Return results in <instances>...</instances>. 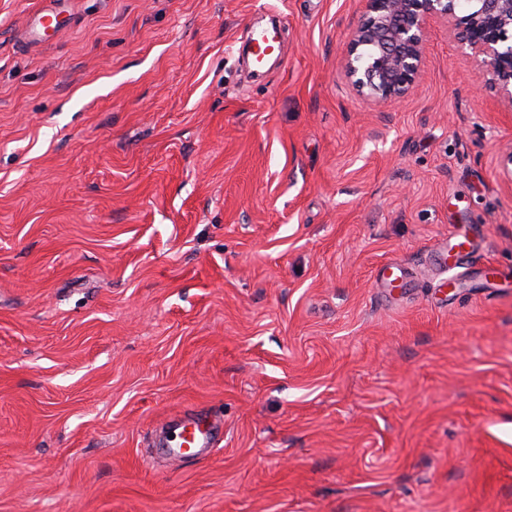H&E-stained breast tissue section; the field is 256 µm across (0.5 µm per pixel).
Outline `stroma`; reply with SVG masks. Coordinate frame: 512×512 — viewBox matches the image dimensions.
<instances>
[{"label":"stroma","instance_id":"obj_1","mask_svg":"<svg viewBox=\"0 0 512 512\" xmlns=\"http://www.w3.org/2000/svg\"><path fill=\"white\" fill-rule=\"evenodd\" d=\"M47 5L0 0V512H512L483 57L429 19L414 88L372 100L342 71L368 0H57L38 39ZM184 414L205 459L151 445ZM391 267H395V268L392 269V271L389 275H387L384 270L379 271L377 273L376 279H375L377 287L383 288V290L385 292H389V293H391L394 290L392 288H408L410 286V282H411L409 273L405 269L401 268L400 266L393 265V264L386 265L382 268L386 269V268H391ZM394 269H396V271ZM397 281H400V282L398 285H395V283Z\"/></svg>","mask_w":512,"mask_h":512}]
</instances>
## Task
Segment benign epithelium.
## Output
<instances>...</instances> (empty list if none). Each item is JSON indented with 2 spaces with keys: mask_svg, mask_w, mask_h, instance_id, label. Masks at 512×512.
<instances>
[{
  "mask_svg": "<svg viewBox=\"0 0 512 512\" xmlns=\"http://www.w3.org/2000/svg\"><path fill=\"white\" fill-rule=\"evenodd\" d=\"M344 72L372 99H398L414 86L432 17L453 23L462 41L491 69V87L512 102V0H368Z\"/></svg>",
  "mask_w": 512,
  "mask_h": 512,
  "instance_id": "7a95c632",
  "label": "benign epithelium"
}]
</instances>
